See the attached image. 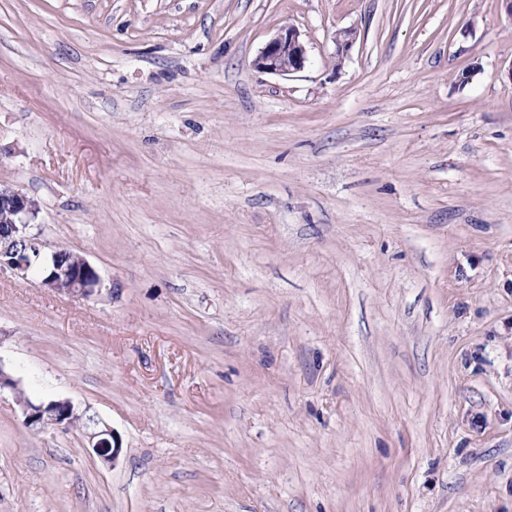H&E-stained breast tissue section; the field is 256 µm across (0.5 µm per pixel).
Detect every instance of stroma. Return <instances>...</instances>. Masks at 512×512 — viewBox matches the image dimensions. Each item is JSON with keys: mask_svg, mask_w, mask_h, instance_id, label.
Listing matches in <instances>:
<instances>
[{"mask_svg": "<svg viewBox=\"0 0 512 512\" xmlns=\"http://www.w3.org/2000/svg\"><path fill=\"white\" fill-rule=\"evenodd\" d=\"M0 184L101 279L0 270V512H512L501 0H0ZM307 61V48L298 28L283 26L261 48L253 66L262 73L289 76L304 69ZM72 258L67 266L57 261L49 276L40 277V284L72 297L87 298L94 295L101 287L98 272L83 256L73 254ZM23 424L32 431H41L48 426L67 427L81 419L76 414L73 404L68 400L33 402L24 399L22 402ZM87 418L86 427L89 444L94 454L104 463L115 464L121 452V440L114 430L97 418L96 415H87V410L81 413Z\"/></svg>", "mask_w": 512, "mask_h": 512, "instance_id": "stroma-1", "label": "stroma"}]
</instances>
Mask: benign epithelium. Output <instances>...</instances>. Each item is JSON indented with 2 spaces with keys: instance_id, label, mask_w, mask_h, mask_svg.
<instances>
[{
  "instance_id": "7a95c632",
  "label": "benign epithelium",
  "mask_w": 512,
  "mask_h": 512,
  "mask_svg": "<svg viewBox=\"0 0 512 512\" xmlns=\"http://www.w3.org/2000/svg\"><path fill=\"white\" fill-rule=\"evenodd\" d=\"M308 61L307 48L301 33L294 26H283L261 48L253 66L262 73L287 76L304 69ZM38 214V205L26 194L0 186V269H9L22 277L32 270L35 261L30 254L41 257V246L30 234L31 222ZM40 284L52 291L72 297L87 298L100 290L101 279L96 269L82 256L72 255L66 265L57 264ZM23 424L32 431L49 426L66 427L80 416L87 417L89 444L94 454L105 463H116L121 452V440L114 430L95 415H77L68 400L45 403L22 401Z\"/></svg>"
}]
</instances>
